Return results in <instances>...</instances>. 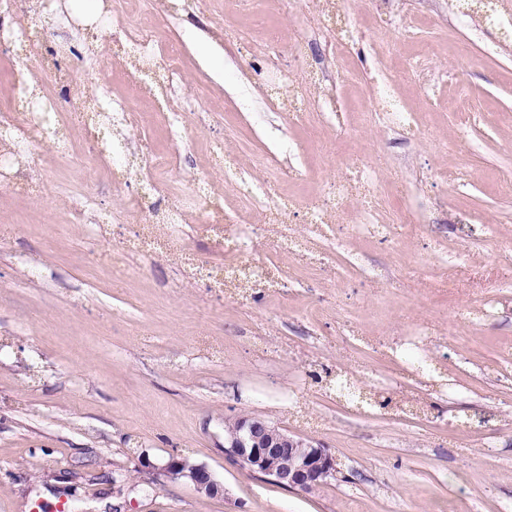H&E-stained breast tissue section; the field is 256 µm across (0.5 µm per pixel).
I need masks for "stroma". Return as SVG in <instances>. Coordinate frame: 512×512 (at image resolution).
Instances as JSON below:
<instances>
[{"mask_svg": "<svg viewBox=\"0 0 512 512\" xmlns=\"http://www.w3.org/2000/svg\"><path fill=\"white\" fill-rule=\"evenodd\" d=\"M498 0H347L362 39L336 77V121L271 111L259 91L270 35L321 20L304 0L269 14L245 0L183 11L165 34L180 47L176 77L193 115L112 125V102L151 112L115 55L111 23L87 24L65 60L88 98L107 97L95 144L112 165L73 167L78 127L44 140L30 174L39 194L0 185V512H512V24L489 21ZM248 33L244 46L222 29ZM433 96L402 77L428 45ZM414 112L409 130L372 122L369 96ZM251 180L305 206L336 160L380 157L384 217L415 224L394 241L353 232L358 201L323 248L326 265L290 262L287 295H218L165 260L121 287L97 240L70 211L92 196L113 216L140 199L148 159L179 153L180 173L226 188L210 145ZM415 269L408 279L407 269ZM428 324L418 345L404 331ZM263 418L321 443L334 479L290 490L233 464L224 423ZM206 465L224 485L207 496L165 476L169 458Z\"/></svg>", "mask_w": 512, "mask_h": 512, "instance_id": "obj_1", "label": "stroma"}]
</instances>
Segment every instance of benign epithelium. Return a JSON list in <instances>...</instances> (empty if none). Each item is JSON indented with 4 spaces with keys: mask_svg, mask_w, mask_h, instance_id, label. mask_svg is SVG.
<instances>
[{
    "mask_svg": "<svg viewBox=\"0 0 512 512\" xmlns=\"http://www.w3.org/2000/svg\"><path fill=\"white\" fill-rule=\"evenodd\" d=\"M224 454L278 486L306 492L320 487L337 471L336 458L321 445L251 416L237 418L234 430L224 436ZM164 471L184 480L198 493H224V486L203 464L172 458Z\"/></svg>",
    "mask_w": 512,
    "mask_h": 512,
    "instance_id": "benign-epithelium-1",
    "label": "benign epithelium"
}]
</instances>
